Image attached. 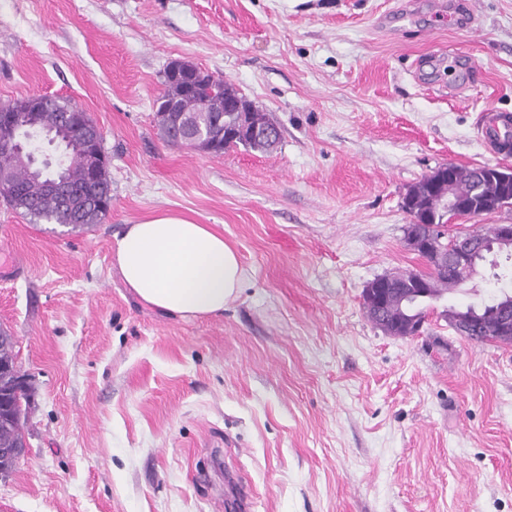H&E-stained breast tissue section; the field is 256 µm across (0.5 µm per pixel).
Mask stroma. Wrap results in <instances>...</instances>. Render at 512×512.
I'll return each instance as SVG.
<instances>
[{
    "instance_id": "35a3bbf8",
    "label": "stroma",
    "mask_w": 512,
    "mask_h": 512,
    "mask_svg": "<svg viewBox=\"0 0 512 512\" xmlns=\"http://www.w3.org/2000/svg\"><path fill=\"white\" fill-rule=\"evenodd\" d=\"M0 0V102L70 100L103 134L112 206L82 231L0 204V327L31 387L0 512H512V345L443 315L512 285V260L435 304L419 335L368 319L375 277L426 271L407 189L511 165L477 135L512 113V0L473 30L413 0ZM181 59L280 129L214 156L166 143L155 100ZM211 225L247 283L186 322L126 288L115 237L159 210ZM449 320L451 322V326L457 332L458 335L464 337H469L472 335L474 326L469 322L454 316H449ZM475 320L484 321L485 325L483 326L482 330L478 333L476 337H469V339L477 342L490 341L489 339H486L485 337L482 336H495L496 327L494 322L491 319H486L483 317H476Z\"/></svg>"
}]
</instances>
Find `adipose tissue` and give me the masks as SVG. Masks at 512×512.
Instances as JSON below:
<instances>
[{
    "instance_id": "ef3b65f1",
    "label": "adipose tissue",
    "mask_w": 512,
    "mask_h": 512,
    "mask_svg": "<svg viewBox=\"0 0 512 512\" xmlns=\"http://www.w3.org/2000/svg\"><path fill=\"white\" fill-rule=\"evenodd\" d=\"M113 255L125 285L141 302L182 320L222 313L245 283L238 255L223 234L169 211L126 225Z\"/></svg>"
}]
</instances>
